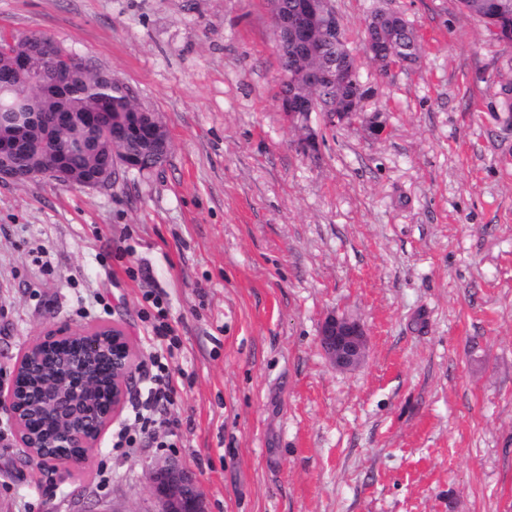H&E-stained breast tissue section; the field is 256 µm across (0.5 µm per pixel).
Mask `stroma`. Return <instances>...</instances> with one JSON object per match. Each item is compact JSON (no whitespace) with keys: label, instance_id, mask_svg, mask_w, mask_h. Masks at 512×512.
<instances>
[{"label":"stroma","instance_id":"35a3bbf8","mask_svg":"<svg viewBox=\"0 0 512 512\" xmlns=\"http://www.w3.org/2000/svg\"><path fill=\"white\" fill-rule=\"evenodd\" d=\"M334 5L387 134L315 114L308 154L267 0H0V32L110 70L171 143L106 188L0 184V388L54 325L118 323L139 360L81 469H37L6 430L0 512H152L167 457L210 512H512V46L458 0ZM376 10L409 21L413 65L363 54ZM161 314L177 394L145 438ZM331 314L366 330L354 369L319 344Z\"/></svg>","mask_w":512,"mask_h":512}]
</instances>
